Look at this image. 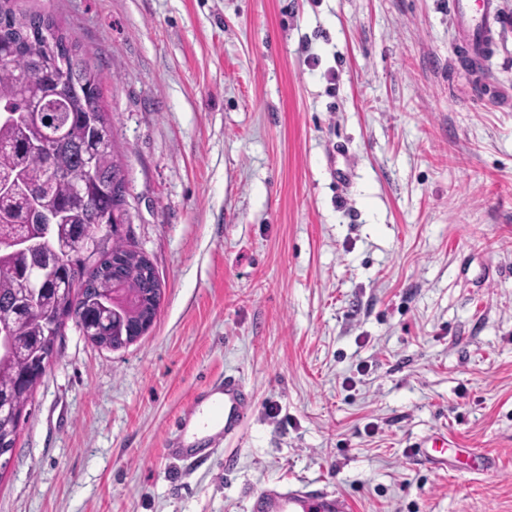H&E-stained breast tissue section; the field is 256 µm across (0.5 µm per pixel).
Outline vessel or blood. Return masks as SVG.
<instances>
[{
	"label": "vessel or blood",
	"mask_w": 512,
	"mask_h": 512,
	"mask_svg": "<svg viewBox=\"0 0 512 512\" xmlns=\"http://www.w3.org/2000/svg\"><path fill=\"white\" fill-rule=\"evenodd\" d=\"M450 17L466 31L460 43L459 58L467 62L492 48L506 19L497 0H448ZM251 396L237 376H225L223 382L193 398L188 409L175 423L178 440L168 449L169 457L184 461L209 459L217 454L224 441L236 437L247 417ZM448 438L436 435L421 440L417 454L435 468L446 466ZM251 512H356L349 495L309 482L283 486L272 483L251 497Z\"/></svg>",
	"instance_id": "b4317fda"
}]
</instances>
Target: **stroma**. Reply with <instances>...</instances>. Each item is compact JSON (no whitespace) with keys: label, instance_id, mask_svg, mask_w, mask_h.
Instances as JSON below:
<instances>
[{"label":"stroma","instance_id":"obj_1","mask_svg":"<svg viewBox=\"0 0 512 512\" xmlns=\"http://www.w3.org/2000/svg\"><path fill=\"white\" fill-rule=\"evenodd\" d=\"M17 3L103 74L162 300L117 350L67 325L0 512H249L299 481L357 512H512V26L462 66L448 0ZM227 374L241 435L169 460ZM434 432L495 470L424 464Z\"/></svg>","mask_w":512,"mask_h":512}]
</instances>
